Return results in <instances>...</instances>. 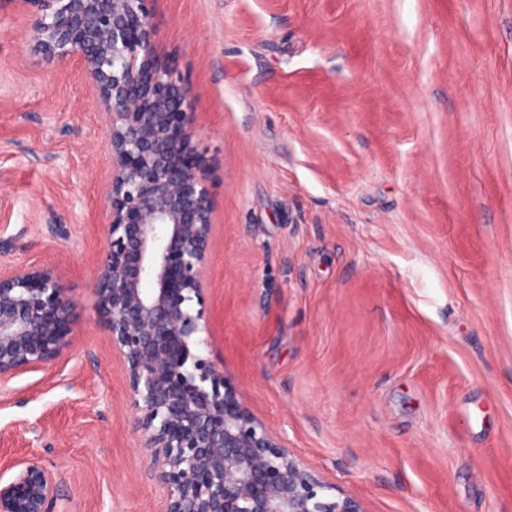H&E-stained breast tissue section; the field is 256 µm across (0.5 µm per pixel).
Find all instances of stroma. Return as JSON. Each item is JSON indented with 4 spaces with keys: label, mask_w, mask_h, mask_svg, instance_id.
<instances>
[{
    "label": "stroma",
    "mask_w": 512,
    "mask_h": 512,
    "mask_svg": "<svg viewBox=\"0 0 512 512\" xmlns=\"http://www.w3.org/2000/svg\"><path fill=\"white\" fill-rule=\"evenodd\" d=\"M215 202L208 327L298 460L365 512H512V0H154ZM0 0V267L52 265L72 344L0 382V472L160 512L94 308L100 107Z\"/></svg>",
    "instance_id": "35a3bbf8"
}]
</instances>
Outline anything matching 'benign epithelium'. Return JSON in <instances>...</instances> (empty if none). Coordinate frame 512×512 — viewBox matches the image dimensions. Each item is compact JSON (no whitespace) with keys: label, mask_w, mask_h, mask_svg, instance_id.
<instances>
[{"label":"benign epithelium","mask_w":512,"mask_h":512,"mask_svg":"<svg viewBox=\"0 0 512 512\" xmlns=\"http://www.w3.org/2000/svg\"><path fill=\"white\" fill-rule=\"evenodd\" d=\"M48 60L75 57L104 109L111 175L93 307L125 368L162 512H365L291 455L224 370L196 352L207 330L214 201L195 145L193 91L158 50L152 0H17ZM75 313L53 267L0 272V380L71 345ZM37 458L7 480L0 512H57Z\"/></svg>","instance_id":"obj_1"}]
</instances>
